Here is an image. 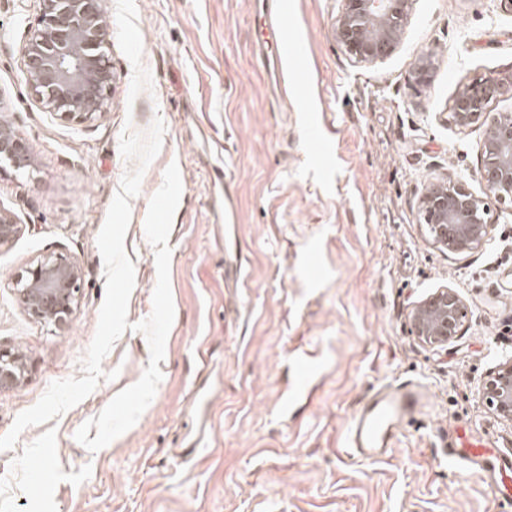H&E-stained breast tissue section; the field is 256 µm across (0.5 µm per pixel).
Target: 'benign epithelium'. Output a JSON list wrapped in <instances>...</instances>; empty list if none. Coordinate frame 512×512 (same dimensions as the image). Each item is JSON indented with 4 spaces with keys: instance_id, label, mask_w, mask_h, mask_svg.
Listing matches in <instances>:
<instances>
[{
    "instance_id": "obj_1",
    "label": "benign epithelium",
    "mask_w": 512,
    "mask_h": 512,
    "mask_svg": "<svg viewBox=\"0 0 512 512\" xmlns=\"http://www.w3.org/2000/svg\"><path fill=\"white\" fill-rule=\"evenodd\" d=\"M36 24L28 28L22 47L27 82L47 110L77 123L92 121L110 109L116 76L108 48L106 0H35ZM333 28L336 42L357 64L387 57L401 42L413 0H341ZM431 57H422L414 78L429 83ZM494 81L474 82L453 105L452 119L467 127L481 119L484 134L476 175L482 191L440 180L426 186L419 212L434 245L452 254H472L487 242L492 230L491 205H512V113L489 112L500 94ZM34 167L23 136L0 121V175ZM20 225L0 211V246L11 243ZM81 271L62 254L32 260L14 275L12 285L33 318L58 328L67 325L79 300ZM465 303L453 288L437 290L410 311L411 333L429 346H445L465 323ZM30 367L23 355L0 349V388L25 381ZM483 396L497 416L512 423V359L493 367L481 384Z\"/></svg>"
}]
</instances>
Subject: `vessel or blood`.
<instances>
[{"mask_svg":"<svg viewBox=\"0 0 512 512\" xmlns=\"http://www.w3.org/2000/svg\"><path fill=\"white\" fill-rule=\"evenodd\" d=\"M288 8V0H273L267 12V28L278 45L288 40ZM426 400L427 395L419 386L377 390L347 427V446L352 454L367 459L385 455ZM448 457L458 464L477 466L495 496L505 501L512 499V456L495 452L493 441L478 436L471 421L462 420L449 428Z\"/></svg>","mask_w":512,"mask_h":512,"instance_id":"vessel-or-blood-1","label":"vessel or blood"}]
</instances>
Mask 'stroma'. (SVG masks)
Wrapping results in <instances>:
<instances>
[{"label":"stroma","mask_w":512,"mask_h":512,"mask_svg":"<svg viewBox=\"0 0 512 512\" xmlns=\"http://www.w3.org/2000/svg\"><path fill=\"white\" fill-rule=\"evenodd\" d=\"M142 65L152 86L130 97L133 67L117 37L112 106L76 123L43 108L20 49L35 10L0 0V117L24 137L36 167L0 177V210L19 235L0 248V348L24 350L31 373L0 390V436L49 384L83 378L104 299L97 246L126 171L124 131L165 125L162 146L131 199L124 240L134 265L131 330L102 362L79 404L24 429L0 451V512H512L472 471L450 463L448 426L467 419L512 452V424L480 384L512 357V208L494 210L473 254L428 241L418 202L434 178L472 190L484 127L451 119L461 88L512 81V13L500 0H414L383 61L353 63L333 36L340 0H293L281 50L287 90L257 43L259 0H135ZM432 54L431 83L413 78ZM326 125L315 150L305 129ZM177 163L170 285L175 317L162 380L137 423L97 452L75 433L149 365L134 323L152 311L155 249L144 232L164 171ZM60 253L82 272L66 328L32 318L11 278ZM456 289L467 317L442 347L410 331L414 304ZM421 385L427 411L380 460L350 458L346 429L383 385ZM206 385L208 434L193 461L177 452L195 431L194 389Z\"/></svg>","instance_id":"1"}]
</instances>
